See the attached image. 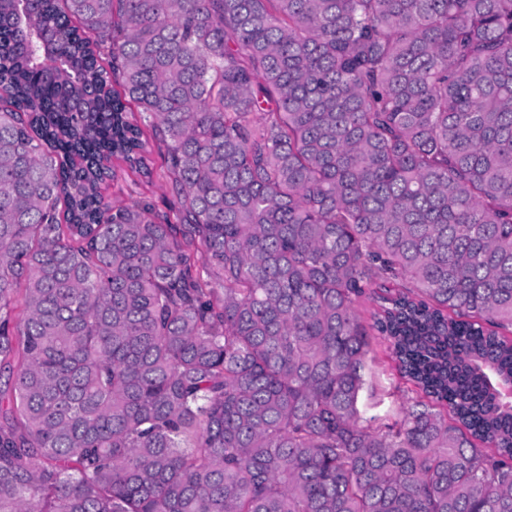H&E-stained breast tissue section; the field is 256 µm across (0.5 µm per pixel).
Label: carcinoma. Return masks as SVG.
Here are the masks:
<instances>
[{
  "label": "carcinoma",
  "mask_w": 512,
  "mask_h": 512,
  "mask_svg": "<svg viewBox=\"0 0 512 512\" xmlns=\"http://www.w3.org/2000/svg\"><path fill=\"white\" fill-rule=\"evenodd\" d=\"M0 91V512H512V0H0ZM111 166L116 170L118 177L102 186L101 192L108 200L122 204L148 200L159 216H167L171 224H178L172 210V193L164 179L155 176L151 182L148 178L129 171L120 159H112ZM368 365L375 393L371 398L370 390L365 392L363 403L369 407L382 400L379 406L368 408V414L382 415L389 412L397 416L407 400L416 395L411 392L413 387L400 376L396 361L386 343L372 340V353L369 354Z\"/></svg>",
  "instance_id": "obj_1"
}]
</instances>
